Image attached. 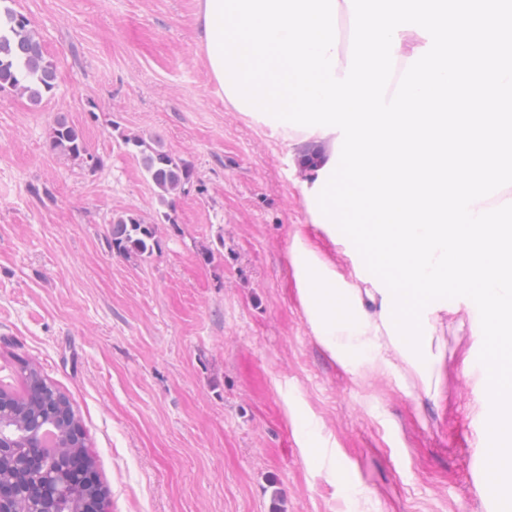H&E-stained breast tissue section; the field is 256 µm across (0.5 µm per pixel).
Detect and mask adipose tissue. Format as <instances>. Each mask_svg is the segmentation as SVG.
<instances>
[{
    "label": "adipose tissue",
    "mask_w": 512,
    "mask_h": 512,
    "mask_svg": "<svg viewBox=\"0 0 512 512\" xmlns=\"http://www.w3.org/2000/svg\"><path fill=\"white\" fill-rule=\"evenodd\" d=\"M277 132L296 155L314 153V161L305 165L304 182L305 189H312L334 156L336 133L285 126ZM288 258L309 325L352 381L370 370L397 375L400 367L390 356L392 343L380 318L382 295L372 281L359 276L354 267L339 269L328 263L300 229L294 233Z\"/></svg>",
    "instance_id": "adipose-tissue-1"
}]
</instances>
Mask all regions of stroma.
Returning <instances> with one entry per match:
<instances>
[{"mask_svg":"<svg viewBox=\"0 0 512 512\" xmlns=\"http://www.w3.org/2000/svg\"><path fill=\"white\" fill-rule=\"evenodd\" d=\"M197 2L11 0L56 81L37 106L0 92V387L22 391L29 361L69 396L106 512H497L471 310L439 314L437 398L330 358L288 248L299 224L334 266L345 247L312 223L287 143L226 104ZM61 118L86 155L50 150ZM127 135L192 167L173 206ZM125 214L154 226L151 255L113 251ZM291 403L314 415L322 465L303 461ZM208 7H209V2L207 0H199V5H198V11H197V14H196V31H197V37H198V41L203 49V53H204V56H205V59H206V63H207V66H208V69L210 71V74L212 76V78L214 79V81L219 85L221 91L224 93V99L225 101H227L235 110H237L238 112H241V109H237L235 108L237 106V104H234L233 103V100H230L229 99V95H226L224 90H222V88L224 89V87H221V67H215V69H213V65H212V62H213V57L212 55H209V48H208V45L210 47V43H209V15H208V19H207V13L206 11H208ZM209 13V11H208ZM218 75L220 77V79L217 78Z\"/></svg>","mask_w":512,"mask_h":512,"instance_id":"35a3bbf8","label":"stroma"}]
</instances>
